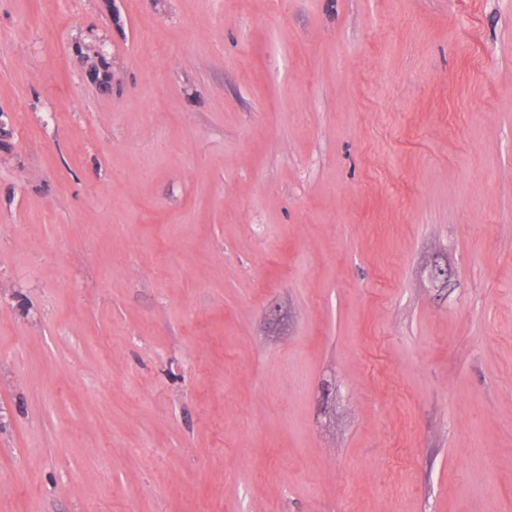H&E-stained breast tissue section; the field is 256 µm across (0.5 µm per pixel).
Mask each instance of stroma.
Here are the masks:
<instances>
[{"label": "stroma", "instance_id": "obj_1", "mask_svg": "<svg viewBox=\"0 0 512 512\" xmlns=\"http://www.w3.org/2000/svg\"><path fill=\"white\" fill-rule=\"evenodd\" d=\"M0 512H512V0H0Z\"/></svg>", "mask_w": 512, "mask_h": 512}]
</instances>
